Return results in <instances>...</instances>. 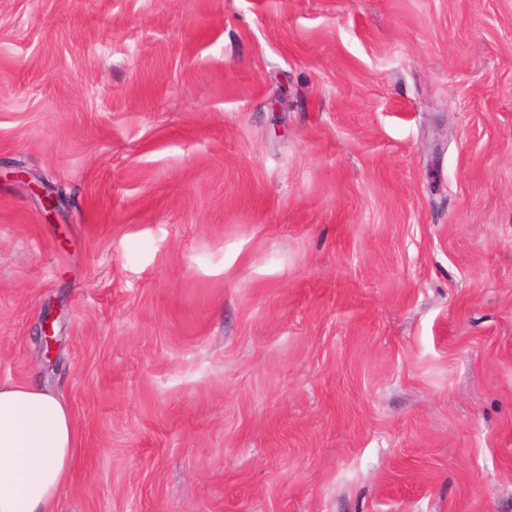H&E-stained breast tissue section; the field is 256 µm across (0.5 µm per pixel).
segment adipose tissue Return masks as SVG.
Returning a JSON list of instances; mask_svg holds the SVG:
<instances>
[{
	"label": "adipose tissue",
	"instance_id": "ef3b65f1",
	"mask_svg": "<svg viewBox=\"0 0 512 512\" xmlns=\"http://www.w3.org/2000/svg\"><path fill=\"white\" fill-rule=\"evenodd\" d=\"M66 405L39 384L0 382V512H52L75 461Z\"/></svg>",
	"mask_w": 512,
	"mask_h": 512
}]
</instances>
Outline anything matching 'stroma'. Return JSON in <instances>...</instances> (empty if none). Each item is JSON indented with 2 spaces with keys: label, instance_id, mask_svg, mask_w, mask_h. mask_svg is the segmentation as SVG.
<instances>
[{
  "label": "stroma",
  "instance_id": "stroma-1",
  "mask_svg": "<svg viewBox=\"0 0 512 512\" xmlns=\"http://www.w3.org/2000/svg\"><path fill=\"white\" fill-rule=\"evenodd\" d=\"M15 166L53 512H512V0H0Z\"/></svg>",
  "mask_w": 512,
  "mask_h": 512
}]
</instances>
